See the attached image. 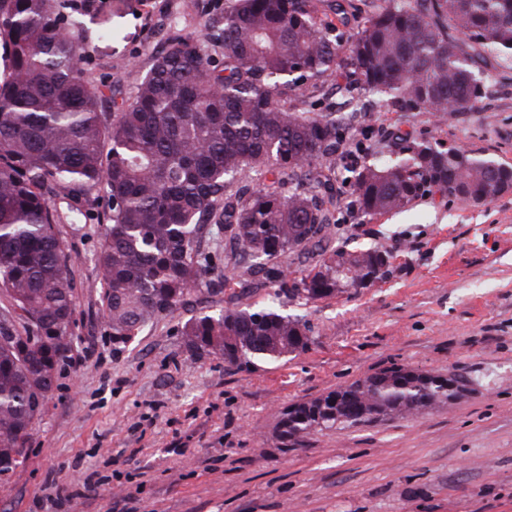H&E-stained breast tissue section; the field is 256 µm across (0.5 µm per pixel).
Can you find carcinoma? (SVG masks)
I'll return each mask as SVG.
<instances>
[{
  "label": "carcinoma",
  "instance_id": "carcinoma-1",
  "mask_svg": "<svg viewBox=\"0 0 512 512\" xmlns=\"http://www.w3.org/2000/svg\"><path fill=\"white\" fill-rule=\"evenodd\" d=\"M342 41L307 0H234L198 36L175 35L118 111H100L107 85L85 76L78 32L85 0H0V309L16 339L0 342V477L25 454L71 351L58 329L73 322L72 262L47 192L103 186L107 209L95 254L112 344L124 346L176 310L209 304L181 327L185 348L229 365L305 350L311 327L280 312L365 288L388 272L377 248L330 245L342 197L370 216L440 194L472 205L512 190V165L439 142L400 138L387 156L336 178L340 124L286 90L334 77L345 93L443 123L473 112L482 75L512 61V0H367ZM308 189L292 186L296 171ZM255 171L252 191L227 193ZM224 259V269L217 260ZM306 262L287 279L288 261ZM352 276H338L339 270ZM261 303H244L259 291ZM392 366L343 390L336 413L316 402L290 417L283 444L321 428L419 414L448 401Z\"/></svg>",
  "mask_w": 512,
  "mask_h": 512
}]
</instances>
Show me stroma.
<instances>
[{"label": "stroma", "instance_id": "obj_1", "mask_svg": "<svg viewBox=\"0 0 512 512\" xmlns=\"http://www.w3.org/2000/svg\"><path fill=\"white\" fill-rule=\"evenodd\" d=\"M232 0H86L88 78L103 112L127 96L174 32L198 33ZM477 111L436 124L316 80L318 112L343 127L338 162L434 139L512 165V64L487 70ZM333 243L374 245L392 273L285 313L313 326L278 361L224 364L185 350L179 309L121 350L101 312L103 227L63 223L76 336L22 465L0 479V512H512V192L474 206L426 196L404 212L336 215ZM393 365L456 374L447 403L281 446L278 423Z\"/></svg>", "mask_w": 512, "mask_h": 512}]
</instances>
